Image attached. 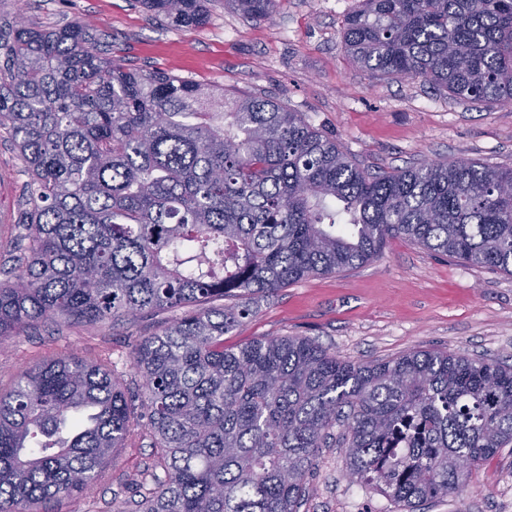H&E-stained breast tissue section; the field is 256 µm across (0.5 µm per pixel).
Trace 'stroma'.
Here are the masks:
<instances>
[{
	"mask_svg": "<svg viewBox=\"0 0 512 512\" xmlns=\"http://www.w3.org/2000/svg\"><path fill=\"white\" fill-rule=\"evenodd\" d=\"M361 6L362 0H277L272 21L253 22L212 0L206 25L192 29L154 23L138 0H0V15L21 11L44 27L87 21L125 67L272 99L302 113L373 171L438 159L512 166V108L459 102L424 79L373 77L350 62L343 24ZM27 181L23 160L0 135V266L19 233ZM166 319L159 313L93 328L38 324L0 348V375L74 352L109 361L137 390L134 348ZM268 336H305L361 363L440 349L512 364V276L395 239L361 267L259 299L255 315L224 344ZM155 462L150 437L137 429L89 495L51 504L49 512H134ZM310 481L314 491L299 512H400L373 486L349 478L337 443L321 450ZM423 512H512V447L475 472L461 495L430 502Z\"/></svg>",
	"mask_w": 512,
	"mask_h": 512,
	"instance_id": "1",
	"label": "stroma"
}]
</instances>
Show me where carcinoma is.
<instances>
[{
  "instance_id": "carcinoma-1",
  "label": "carcinoma",
  "mask_w": 512,
  "mask_h": 512,
  "mask_svg": "<svg viewBox=\"0 0 512 512\" xmlns=\"http://www.w3.org/2000/svg\"><path fill=\"white\" fill-rule=\"evenodd\" d=\"M139 3L170 25L209 17V0ZM228 3L253 21L276 7ZM343 41L372 76L512 106V0H363ZM1 129L29 181L0 347L39 322L179 315L135 348V392L75 354L0 387V512L79 498L138 426L162 474L136 512H298L337 426L347 473L403 512L461 494L512 446V365L441 350L359 363L305 336L224 347L256 298L391 239L512 273V167L374 172L275 101L127 69L89 24L20 14L0 17Z\"/></svg>"
}]
</instances>
